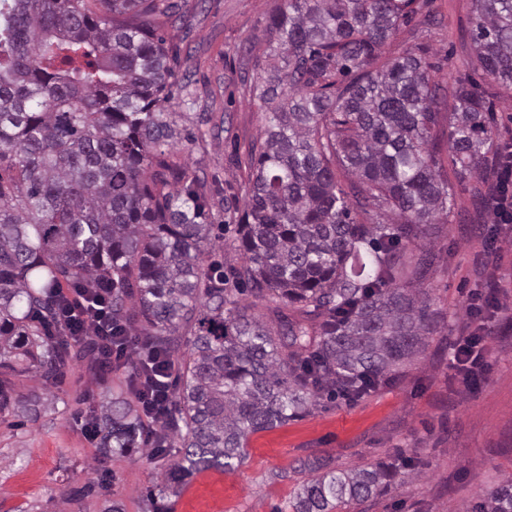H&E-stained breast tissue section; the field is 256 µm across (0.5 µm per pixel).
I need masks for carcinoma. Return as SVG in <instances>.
<instances>
[{"mask_svg":"<svg viewBox=\"0 0 512 512\" xmlns=\"http://www.w3.org/2000/svg\"><path fill=\"white\" fill-rule=\"evenodd\" d=\"M465 35L484 77L512 89V0H472ZM414 0H281L266 31L279 63L255 85L264 139L248 145L240 261H207L215 193L171 161L181 141L173 99L177 50L157 33L182 19L174 0H0V396L29 421L41 394L7 395L12 379L43 388L73 359L48 327L58 288H107L112 335L143 337L161 361L177 459L155 489L242 464L251 434L323 398L355 401L394 380L437 332L422 287L455 191L498 150L478 83L441 87L419 48L382 59ZM264 306L265 314L255 312ZM100 447L148 445L129 392L103 402ZM411 461L341 470L326 461L291 503L333 512L374 498ZM478 512H512V479Z\"/></svg>","mask_w":512,"mask_h":512,"instance_id":"carcinoma-1","label":"carcinoma"}]
</instances>
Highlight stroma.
<instances>
[{
	"instance_id": "35a3bbf8",
	"label": "stroma",
	"mask_w": 512,
	"mask_h": 512,
	"mask_svg": "<svg viewBox=\"0 0 512 512\" xmlns=\"http://www.w3.org/2000/svg\"><path fill=\"white\" fill-rule=\"evenodd\" d=\"M277 0H178L185 24L159 27L180 51L179 81L190 82L197 109L211 113L215 128L176 153V163L217 178L225 197L212 224L229 222L242 206L248 177L246 148L264 134L265 119L253 84L270 64L266 21ZM419 15L440 26H400L386 56L423 47L432 80L451 87L463 73L483 78L476 51L465 36L471 0H416ZM452 223L432 238L435 263L425 282L447 328L431 336L423 355L399 380L362 399L321 401L287 424L250 435L244 462L235 470L203 469L177 495L151 500L169 456L142 452L104 455L83 433L89 404L103 391L125 390V371L97 375L88 359L75 361L48 390L37 422L0 411V512H101L106 500L123 512H284L310 474L305 462L328 458L337 468L388 462L402 453L418 475L377 499L335 512H476L483 494L512 477V237L483 256L481 228L492 216L474 193L456 195ZM494 277L505 311L486 343L488 382L468 391L457 381L452 344L467 323L471 289ZM90 495H79L84 486Z\"/></svg>"
}]
</instances>
